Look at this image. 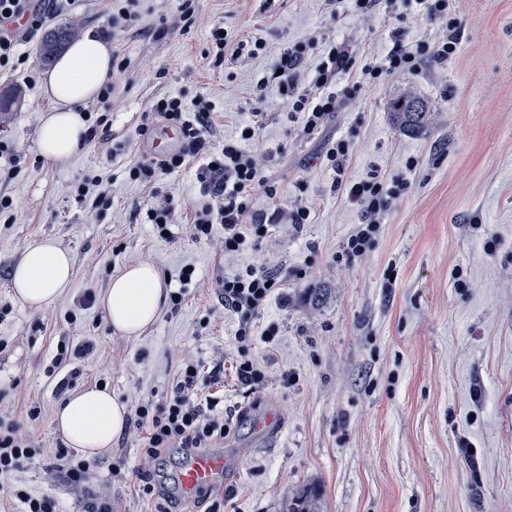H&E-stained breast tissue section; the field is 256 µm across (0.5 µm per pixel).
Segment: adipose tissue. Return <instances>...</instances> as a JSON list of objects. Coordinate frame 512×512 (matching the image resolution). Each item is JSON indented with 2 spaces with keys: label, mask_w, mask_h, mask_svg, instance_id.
<instances>
[{
  "label": "adipose tissue",
  "mask_w": 512,
  "mask_h": 512,
  "mask_svg": "<svg viewBox=\"0 0 512 512\" xmlns=\"http://www.w3.org/2000/svg\"><path fill=\"white\" fill-rule=\"evenodd\" d=\"M112 75V43L91 32L70 43L43 74L48 107L40 118L37 147L51 163L71 159L86 144L89 124L83 107L93 101ZM73 262L52 238L25 246L12 270L14 295L34 306L53 304L69 288ZM168 290L159 269L143 262L112 277L100 298L112 328L139 337L158 317ZM129 410L108 388L91 387L58 406L55 424L70 447L88 456L111 448L125 430Z\"/></svg>",
  "instance_id": "ef3b65f1"
}]
</instances>
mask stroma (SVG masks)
<instances>
[{"instance_id":"stroma-1","label":"stroma","mask_w":512,"mask_h":512,"mask_svg":"<svg viewBox=\"0 0 512 512\" xmlns=\"http://www.w3.org/2000/svg\"><path fill=\"white\" fill-rule=\"evenodd\" d=\"M107 0H66L56 25L76 36L101 31ZM138 18L113 43L126 59L113 72L107 135L86 143L63 164L39 159L37 129L48 102L39 78L41 39L27 49L26 67L0 73V139L21 157L17 175L0 182L12 197L0 221V408L33 433L34 459L8 475L10 483L53 495L62 512H76L63 483H47L44 468L61 436L59 400L47 357L59 340L93 342L79 361L77 388L105 381L127 406L173 392L182 360L202 361L201 393L219 398L231 427L222 451L225 497L205 512H288V498L321 486V512H512V0H452L460 48L447 62L415 73L363 79V66L381 57L393 32L434 41L445 26L414 16L402 0L363 16L351 0H200L184 28L176 0H139ZM232 36L262 29L266 50L233 65L206 57L210 31ZM164 38H155L158 28ZM339 41L352 60L339 75L349 89L342 112L314 135L300 134L276 84L265 91L267 118L255 144L274 158V200L262 208H311L306 224L269 225L259 249L222 250L224 230L197 241L190 223L206 195L188 173L142 183L126 169L150 156L139 134L141 115L170 91L186 100L204 95L215 105V146L233 134L248 111L250 86L271 75L284 45L305 51L303 68L319 61L318 44ZM411 93L431 112L425 133H406L390 110ZM349 144L346 185L322 159L326 144ZM379 171L386 183L406 181L367 252L338 259L360 222L348 184ZM112 185L103 210L78 204L88 175ZM169 199L173 240L154 236L143 214ZM50 237L74 259L69 288L48 307L16 301L10 271L21 249ZM149 261L177 279L194 267L181 305L130 339L112 330L100 307L79 309L85 291L102 293L112 275ZM276 271L283 286L256 320L249 350L257 389L238 383L235 326L213 298L217 277L248 266ZM326 290L319 305L312 289ZM223 362L212 380L209 368ZM42 409L29 421L30 406ZM142 442L127 426L112 443L122 478L100 469L96 486L112 495V512H154L131 471Z\"/></svg>"}]
</instances>
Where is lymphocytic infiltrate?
<instances>
[{
	"label": "lymphocytic infiltrate",
	"mask_w": 512,
	"mask_h": 512,
	"mask_svg": "<svg viewBox=\"0 0 512 512\" xmlns=\"http://www.w3.org/2000/svg\"><path fill=\"white\" fill-rule=\"evenodd\" d=\"M404 2L418 16L447 23L446 38L433 43H410L401 35H393L387 53L364 65L363 77L374 81L396 72L412 73L427 60L444 62L456 54L460 34L456 20L448 16L450 0ZM61 10V0H0V72L16 70L24 63L26 56L20 50L21 45L28 43ZM265 48L261 30L236 38L222 34L216 27L211 31L207 52L215 62L234 64L259 56ZM302 63V48H283L279 74L256 82L252 112L241 124L238 136L225 138L219 150L213 147L214 106L209 99L200 96L189 102L180 93L157 98L144 114L141 134L148 137L158 129L173 127L178 129L183 146L129 167L130 180L145 181L194 168L208 200L194 217L192 236L198 240L210 239L214 225H222L224 251L228 254L241 252L249 240L261 238L266 225L306 223L310 211L300 204L289 211L278 207L259 208V198H275L277 188L261 164L242 147L243 142L256 136L263 124L265 114L260 105L269 83L277 84L303 134L320 130L338 112L343 94L336 89V78L351 67L342 46L327 44L320 63L309 77H301ZM398 195V190L386 187L375 170L349 185L348 196L359 205L361 222L344 243L342 256L354 258L365 253ZM281 286L277 273L265 267L250 266L233 277L217 279L214 294L225 313L236 321L238 343L246 345L252 341L257 317ZM199 373V363L185 360L173 397L162 403L143 400L134 408V425L145 431L136 476L147 493L156 492L152 478L165 455L174 450L185 456L206 451L230 431L223 415L215 413L214 399H198L195 389ZM35 455L34 446L19 422L0 415V475L22 469ZM100 465V460L83 458L61 444L55 448L47 471L53 479L77 492L79 512H112L111 498L89 488Z\"/></svg>",
	"instance_id": "1"
}]
</instances>
